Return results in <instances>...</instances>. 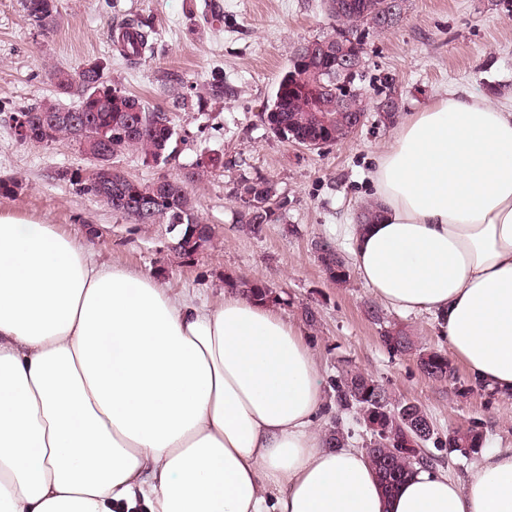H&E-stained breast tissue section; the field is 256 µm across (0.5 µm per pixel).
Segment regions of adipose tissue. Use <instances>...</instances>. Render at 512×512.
<instances>
[{"label":"adipose tissue","mask_w":512,"mask_h":512,"mask_svg":"<svg viewBox=\"0 0 512 512\" xmlns=\"http://www.w3.org/2000/svg\"><path fill=\"white\" fill-rule=\"evenodd\" d=\"M347 225L386 308L432 317L512 398V106L451 93L404 118ZM301 327L229 289L173 294L55 225L0 212V512H512V448L392 494L330 447Z\"/></svg>","instance_id":"adipose-tissue-1"}]
</instances>
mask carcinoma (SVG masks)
<instances>
[{
    "mask_svg": "<svg viewBox=\"0 0 512 512\" xmlns=\"http://www.w3.org/2000/svg\"><path fill=\"white\" fill-rule=\"evenodd\" d=\"M338 0H325V12L329 32L341 27L353 38L365 40L369 33H382L386 27L379 23L377 15L388 7L389 0H348V7L336 11ZM28 20L35 25L50 29L59 14L58 0H23ZM153 29L139 19H126L119 25L117 46L119 55L135 64L146 58L153 49ZM312 41L298 47L290 60L289 70L280 77L269 111L261 114L264 124L283 140L305 144L308 139H321L332 145L345 139L347 115L336 111V70L330 62L311 51ZM49 76L58 94L73 100L66 106L53 101L34 103L17 113V117L30 116L40 120L44 114L76 112L84 120V139H73L70 128L59 123L50 126L51 133L37 125V132L28 140L30 144L48 145L60 140L74 141L83 148V141L99 135L110 143L112 159L127 153L140 155L146 165L167 164L173 158L177 132L171 117L165 110L148 105L142 98L112 86L105 69L85 70L83 65L70 68H52ZM352 103L361 111L370 109L371 101L364 86L352 82ZM226 165L224 157L209 155L205 161H196L193 171L172 182H140L129 179L119 168H113V212L122 215L132 224H166L174 233L171 249L181 258L192 261L195 256L211 246L214 230L198 216L197 206L187 189L188 182L210 169ZM59 178L75 186L77 192L97 196L96 186L81 177V172L63 170ZM239 202L236 223L246 234L259 237L266 225L279 219L278 211L287 206L280 197L276 183L257 176L241 181L234 188ZM322 256L331 259L324 266L329 278L344 282L348 276L343 256L333 247H318ZM233 287L249 297L269 302L272 290L261 280H241ZM353 372L349 371L336 380V404L346 410L360 412L364 407L362 390L351 386ZM479 436L475 433L448 437V450L476 448ZM416 457L405 454L391 461L394 475L379 482L387 493L394 492L412 472Z\"/></svg>",
    "mask_w": 512,
    "mask_h": 512,
    "instance_id": "1",
    "label": "carcinoma"
}]
</instances>
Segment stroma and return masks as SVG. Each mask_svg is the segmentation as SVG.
I'll use <instances>...</instances> for the list:
<instances>
[{
  "label": "stroma",
  "mask_w": 512,
  "mask_h": 512,
  "mask_svg": "<svg viewBox=\"0 0 512 512\" xmlns=\"http://www.w3.org/2000/svg\"><path fill=\"white\" fill-rule=\"evenodd\" d=\"M141 17L155 29L154 51L137 64L124 60L112 36L122 19ZM323 0H60L55 26L35 27L21 0H0V181H14V195H0V212L44 219L70 236L87 239L100 258L156 275L168 288L209 300L224 296L227 280L259 279L272 289L283 316L300 322L323 382L327 412L321 431L341 425L348 442L362 446L366 432L355 411L336 406L334 385L348 370L383 384L394 399L415 401L427 412L436 439L425 451L450 478L466 480L480 454L441 448L449 432H478L483 451L512 448V400L478 386L467 365L449 358L452 375L428 378L418 353L441 350L427 315L378 307L356 276L331 280L317 243L337 241L340 226L368 203L369 174L381 146L396 129L369 110L365 125L345 141L311 149L284 141L260 116L295 48L326 33ZM99 61L113 85L168 112L182 142L169 164L144 165L132 153L116 160L133 180L148 182L191 170L202 153L231 158L188 186L215 240L195 260L177 257L167 225H136L77 193L59 180L60 170H86L88 160L69 141L20 143L16 112L53 100V67ZM364 85L372 100L389 89L399 94L398 117L420 111L448 93L468 92L499 104L512 100V17L500 0H407L401 21L366 39ZM224 79V96L207 95L213 75ZM194 87L200 107L184 108L168 96L175 81ZM265 176L288 200L286 212L263 236L243 233L234 220V189L241 180ZM311 309L315 322L302 319ZM407 332L412 355L390 351L384 330Z\"/></svg>",
  "instance_id": "1"
}]
</instances>
